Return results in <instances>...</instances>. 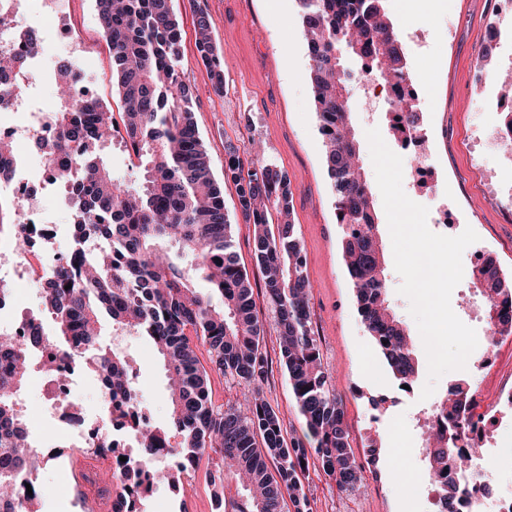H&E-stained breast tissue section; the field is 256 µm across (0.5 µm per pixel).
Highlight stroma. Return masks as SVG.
Returning <instances> with one entry per match:
<instances>
[{
  "instance_id": "35a3bbf8",
  "label": "stroma",
  "mask_w": 512,
  "mask_h": 512,
  "mask_svg": "<svg viewBox=\"0 0 512 512\" xmlns=\"http://www.w3.org/2000/svg\"><path fill=\"white\" fill-rule=\"evenodd\" d=\"M495 0H386L406 57L407 71L419 97L416 109L432 163L437 171L435 192L419 191L404 181L406 195L436 211L445 207L446 220L430 223L437 234L456 236L473 228L479 239L473 250L495 256L506 275L512 276V213L503 211L483 190V172L501 168L497 157H486L483 167L474 163L473 140L499 116L471 91L470 76L475 56L485 45L492 25H500L503 37L496 48L495 65L512 56V20L497 19ZM72 24L85 35L94 56L85 79L98 99L112 112L122 103L112 85V51L97 21L95 0H69ZM184 31L182 68L194 97L195 121L210 156L216 179L222 180L224 212L232 223L234 250L248 272L259 318L264 325L262 350L268 373L261 385L264 399L278 413L286 442L301 437L305 426L281 363L279 338L273 312L265 297L253 252V227L244 223L233 183L224 179V149L233 145L243 161L254 154L275 163L287 174L292 197V219L306 259L312 285L311 322L320 344L322 364L343 403L350 445L361 467L360 479L347 492L316 459L299 472L309 512H402L404 500L413 512H430L425 481L424 436L417 424L419 412L432 400L406 399L383 365L357 312L352 286L341 249L343 231L335 220L331 180L324 163L323 145L313 104L310 64L306 44L300 39L301 18L295 0H173ZM202 10L212 21V36L224 70L225 92L215 95L207 70L197 61L193 13ZM423 34L410 42L412 32ZM385 267L392 307L414 335L420 356L418 384L428 379L423 342L409 312V301L398 292L402 283L394 267L387 220H380ZM476 355L492 354L491 363L467 364L465 369L443 375L436 386L444 392L450 383L464 380L479 387L482 399L512 389V335L487 339L478 333ZM111 343L138 361L137 386L150 408L151 421L165 425L168 418L164 366L152 346L139 336H111ZM34 419L32 435L42 442L65 444L68 433L52 418H38L43 403L38 381L27 380L21 394ZM376 441L379 456L370 460L367 444ZM512 448V406L500 409L498 429L479 443L477 456L497 461L495 493L512 494V460L504 461V449ZM221 465L218 456L203 458L195 474L172 488L166 471H158L148 496L152 512H211L214 487L209 475ZM109 461L87 456L80 474H73L67 460L51 459L40 470V484L47 493L40 512H83L87 500L107 504L93 483L107 470ZM412 471L413 482L401 489L397 469Z\"/></svg>"
}]
</instances>
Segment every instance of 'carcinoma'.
<instances>
[{"label": "carcinoma", "mask_w": 512, "mask_h": 512, "mask_svg": "<svg viewBox=\"0 0 512 512\" xmlns=\"http://www.w3.org/2000/svg\"><path fill=\"white\" fill-rule=\"evenodd\" d=\"M311 61L310 80L324 161L331 179L336 223L343 228V257L358 313L383 364L400 384L419 372L413 341L387 299L385 260L378 215L360 162L352 129L345 55L376 78L389 79L387 99L393 138L408 131L414 112L405 54L385 0H296ZM100 29L112 49V81L123 112L99 99L72 96V64L56 65L63 106L55 114L56 136L43 145L56 178L72 177L68 202L76 216L73 236L82 251L59 263L42 288L43 307L55 328L47 335L39 318L26 330L0 337V512H16L18 485L36 478L27 422L16 409L29 353L48 342L63 359L80 362L107 391L134 401L137 367L103 339L133 332L161 356L171 381L169 419L137 429L140 465L148 468L164 442L168 451L200 465L209 451L224 467L212 484L224 497V512H284L290 496L296 512L298 471L313 455L324 473L347 491L359 480L341 401L322 366L311 327L309 288L295 225L288 176L258 156L244 168L233 147L224 159V180L237 191L240 213L253 225V249L264 290L282 339L280 355L307 432L288 446L277 412L260 395L268 368L260 339L263 324L253 285L233 250L232 224L194 122L190 86L182 69V25L172 0H96ZM211 23L196 13L195 47L210 74L214 94L224 95V71L211 36ZM24 68L14 53L0 49V107L28 90L17 75ZM120 137L143 169L131 186L114 178L106 142ZM18 158L0 139V180H11ZM484 299L493 333L512 335V281L493 259L471 275ZM208 285L204 293L199 284ZM71 288H66V285ZM207 348L210 369L247 385L243 399L224 407L212 399L208 372L198 357ZM448 418V433L427 443L425 461L437 491L434 512H443L448 466L467 456L454 454L451 435L475 432L469 414L473 392L465 381L448 387L434 403ZM245 491H225L224 481Z\"/></svg>", "instance_id": "obj_1"}]
</instances>
